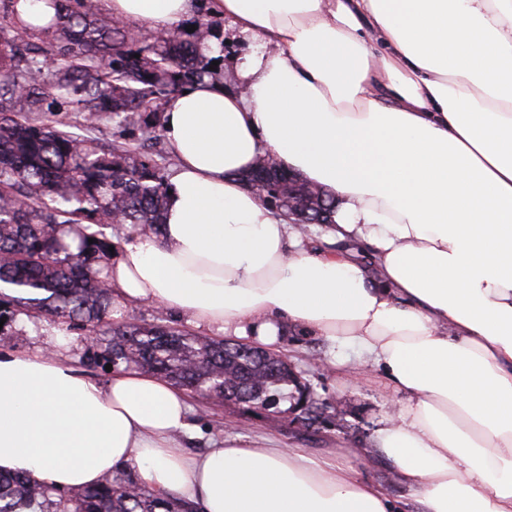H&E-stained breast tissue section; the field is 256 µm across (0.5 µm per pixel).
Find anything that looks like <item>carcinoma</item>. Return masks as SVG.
Wrapping results in <instances>:
<instances>
[{"label": "carcinoma", "instance_id": "obj_1", "mask_svg": "<svg viewBox=\"0 0 512 512\" xmlns=\"http://www.w3.org/2000/svg\"><path fill=\"white\" fill-rule=\"evenodd\" d=\"M0 0V319L46 316L67 332L111 336L104 357L136 366L207 403L224 393L243 404L293 399L300 382L288 362L246 344H226L167 324H112L107 282L112 224L156 234L162 224L169 158L158 114L167 99L212 75V26L196 23L153 42L89 0H55L44 26L22 21ZM82 117L81 133L62 113ZM107 119L124 132L105 151L82 132ZM288 177L271 183L270 208L288 215ZM79 239L72 252L64 238ZM94 239L89 243L88 239ZM0 512H193L177 497L156 494L132 471L64 491L25 473H0Z\"/></svg>", "mask_w": 512, "mask_h": 512}]
</instances>
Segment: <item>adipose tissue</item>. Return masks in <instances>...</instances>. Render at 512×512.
Wrapping results in <instances>:
<instances>
[{
    "label": "adipose tissue",
    "mask_w": 512,
    "mask_h": 512,
    "mask_svg": "<svg viewBox=\"0 0 512 512\" xmlns=\"http://www.w3.org/2000/svg\"><path fill=\"white\" fill-rule=\"evenodd\" d=\"M168 31L196 0H100ZM257 51L241 91L165 103L176 160L158 233L112 258L116 309L151 303L278 348L296 329L402 394L381 428L417 512H512V0H209ZM379 52H370L368 38ZM339 201L312 248L242 176L265 154ZM47 347L0 353V472L61 490L131 467L200 512H399L341 455L222 439L191 451L170 381L101 384Z\"/></svg>",
    "instance_id": "1"
}]
</instances>
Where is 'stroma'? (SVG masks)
<instances>
[{
  "mask_svg": "<svg viewBox=\"0 0 512 512\" xmlns=\"http://www.w3.org/2000/svg\"><path fill=\"white\" fill-rule=\"evenodd\" d=\"M194 16L208 19L225 43L224 56L217 66L219 79L225 87H240L234 61L253 51L252 42L238 33L230 19L208 14L205 6H198ZM281 354L318 400L321 419L307 425L303 413L286 401L268 410H253L234 401L204 404L194 415L198 437L193 450L211 447L215 441L229 437L260 443L269 440L316 456L340 449L358 479L380 486L401 503L410 502L409 492L398 482L393 464L380 453L376 440L378 429L398 413V394L373 376L352 379L350 350L332 346L323 337L288 335Z\"/></svg>",
  "mask_w": 512,
  "mask_h": 512,
  "instance_id": "1",
  "label": "stroma"
}]
</instances>
